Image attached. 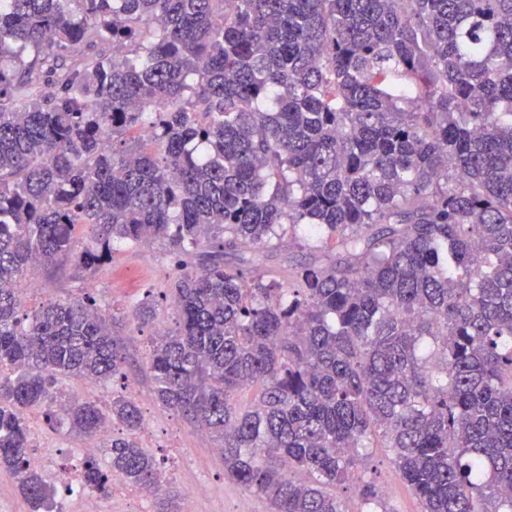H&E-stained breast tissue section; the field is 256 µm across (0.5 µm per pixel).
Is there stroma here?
Instances as JSON below:
<instances>
[{"instance_id":"stroma-1","label":"stroma","mask_w":512,"mask_h":512,"mask_svg":"<svg viewBox=\"0 0 512 512\" xmlns=\"http://www.w3.org/2000/svg\"><path fill=\"white\" fill-rule=\"evenodd\" d=\"M169 270L170 255L164 241H155L148 247L128 245L91 275L69 262L38 270L34 278L42 291L28 298L25 308L30 311L48 300L73 302L91 296L103 311L124 320L129 338L124 374L104 382L103 387L116 393L130 390L137 399L143 415L138 440L159 469L168 471V488L177 498L179 512H270L264 497L225 477L224 463L212 442L200 440L196 428L154 396L155 383L146 368L145 353L157 328L175 326L176 315L167 297ZM149 297L157 301L158 317L155 322L143 324L135 318L134 311ZM371 480L381 488L387 512H421L418 498L396 472L386 448L373 449L366 465L354 469L347 485L337 488L336 494L345 501L349 512H360L359 490ZM194 483L205 484L207 493L190 503L185 488Z\"/></svg>"}]
</instances>
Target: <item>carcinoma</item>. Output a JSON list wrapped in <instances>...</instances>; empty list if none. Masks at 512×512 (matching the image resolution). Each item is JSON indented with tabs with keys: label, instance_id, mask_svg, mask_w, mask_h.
I'll return each mask as SVG.
<instances>
[{
	"label": "carcinoma",
	"instance_id": "cac0c4a2",
	"mask_svg": "<svg viewBox=\"0 0 512 512\" xmlns=\"http://www.w3.org/2000/svg\"><path fill=\"white\" fill-rule=\"evenodd\" d=\"M300 224L327 262L226 261ZM157 240L178 320L154 394L225 476L348 512L332 488L388 448L421 512H512V0H7L0 469L32 512L55 499L33 408L125 429L83 463L105 494L161 471L131 395L52 409L59 376L123 375L126 342L91 299L25 312V272Z\"/></svg>",
	"mask_w": 512,
	"mask_h": 512
}]
</instances>
